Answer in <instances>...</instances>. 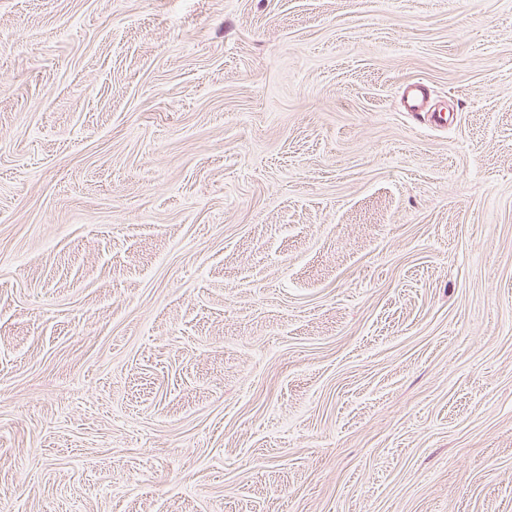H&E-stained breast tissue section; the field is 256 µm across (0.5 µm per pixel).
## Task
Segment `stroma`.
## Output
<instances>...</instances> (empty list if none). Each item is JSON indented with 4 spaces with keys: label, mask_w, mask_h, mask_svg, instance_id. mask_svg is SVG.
Masks as SVG:
<instances>
[{
    "label": "stroma",
    "mask_w": 512,
    "mask_h": 512,
    "mask_svg": "<svg viewBox=\"0 0 512 512\" xmlns=\"http://www.w3.org/2000/svg\"><path fill=\"white\" fill-rule=\"evenodd\" d=\"M0 512H512V0H0Z\"/></svg>",
    "instance_id": "1"
}]
</instances>
